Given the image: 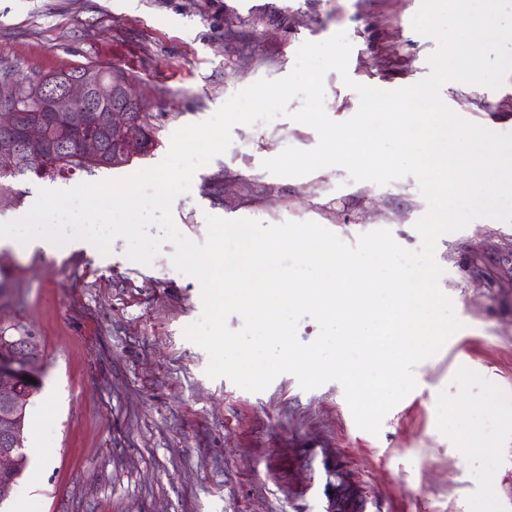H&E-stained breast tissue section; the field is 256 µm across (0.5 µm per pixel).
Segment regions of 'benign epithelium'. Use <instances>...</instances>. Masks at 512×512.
<instances>
[{
    "label": "benign epithelium",
    "instance_id": "1",
    "mask_svg": "<svg viewBox=\"0 0 512 512\" xmlns=\"http://www.w3.org/2000/svg\"><path fill=\"white\" fill-rule=\"evenodd\" d=\"M36 102L33 110L17 104L24 84ZM145 99L124 71L103 73L88 69L66 77L56 87L13 71L0 73V172H17L26 163H42L55 149L77 142L83 159L104 160L103 133L112 130V166L120 167L137 153L153 147L151 135L138 112ZM41 348L38 336L27 328L0 322V501L6 500L22 476L27 456L24 422L38 385Z\"/></svg>",
    "mask_w": 512,
    "mask_h": 512
}]
</instances>
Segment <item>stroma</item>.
Instances as JSON below:
<instances>
[{
  "label": "stroma",
  "instance_id": "stroma-1",
  "mask_svg": "<svg viewBox=\"0 0 512 512\" xmlns=\"http://www.w3.org/2000/svg\"><path fill=\"white\" fill-rule=\"evenodd\" d=\"M421 0H0V69L55 72L103 62L127 72L148 101L156 147L93 174L10 180L0 222L22 217L39 189L131 175L160 163L172 133L209 119L237 91L286 76L303 42L345 31L354 81L392 90L429 72L436 41L414 31ZM337 72L325 109L351 118L359 98ZM458 115L512 133V74L496 90L457 81L440 91ZM317 132L279 117L238 125L228 150L201 167L172 205L176 229L201 243L207 216L277 225L314 221L355 244L385 228L418 248L427 203L414 177L352 181L333 166L301 177L263 160ZM104 255L0 246V321L41 343V389L27 443L46 461L0 512H324V466L338 467L366 512H512V223L479 218L440 237L442 291L463 329L416 368L418 385L379 435L359 429L339 383L303 390L289 374L250 392L209 378L207 352L183 330L203 311L198 281L163 242L150 265ZM62 401L46 414L48 386ZM480 450H469L471 440Z\"/></svg>",
  "mask_w": 512,
  "mask_h": 512
}]
</instances>
